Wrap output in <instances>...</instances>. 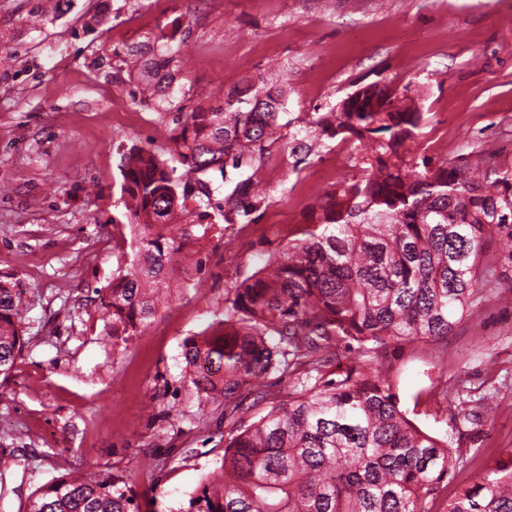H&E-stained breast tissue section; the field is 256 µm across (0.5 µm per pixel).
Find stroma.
<instances>
[{"instance_id":"obj_1","label":"stroma","mask_w":512,"mask_h":512,"mask_svg":"<svg viewBox=\"0 0 512 512\" xmlns=\"http://www.w3.org/2000/svg\"><path fill=\"white\" fill-rule=\"evenodd\" d=\"M37 0H0V279L22 293L27 342L0 379V512L64 472L123 476L140 512H181L224 455L222 403L184 379L183 343L221 318L224 290L263 266L336 187L346 149L329 145L296 176L266 168L271 197L233 247L219 230L191 228L171 298L120 342L102 332L96 289L116 268L119 155L129 141L167 150L175 115L132 103L129 82L100 68L114 48L182 17L185 82L194 102L220 104L235 86L284 76L289 109L328 108L357 84L418 90L428 122L413 153L476 164L484 146L512 165V0H130L89 32L90 0L46 34H20ZM438 352L393 349L400 398L422 430L458 437L464 467L427 512L512 453V291L486 293ZM447 391L437 409L429 393ZM490 397L494 410L463 420L460 399Z\"/></svg>"}]
</instances>
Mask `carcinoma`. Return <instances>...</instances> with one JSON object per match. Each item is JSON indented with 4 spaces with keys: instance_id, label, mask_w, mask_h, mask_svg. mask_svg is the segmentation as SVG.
<instances>
[{
    "instance_id": "1",
    "label": "carcinoma",
    "mask_w": 512,
    "mask_h": 512,
    "mask_svg": "<svg viewBox=\"0 0 512 512\" xmlns=\"http://www.w3.org/2000/svg\"><path fill=\"white\" fill-rule=\"evenodd\" d=\"M74 0L20 21L41 32ZM181 18L113 50V77L127 73L133 99L175 112L169 165L138 144H120L129 227L115 242L112 282L96 290L103 332L131 336L158 312V293L186 244L188 226L254 224L270 204L260 169L288 137L299 173L315 142L350 143L352 168L308 205L286 245L224 293V318L184 344L185 375L198 394L246 413L242 387L270 372L293 380L286 403L228 430L219 468L181 512H426L451 471L465 463L454 438L417 427L399 396L395 345L431 343L448 364V336L493 274L485 242L501 246L512 282V168L461 166L412 155L406 143L426 124L418 97L375 81L326 112L288 111L282 85L264 75L217 106H192L182 83ZM287 134H282V130ZM22 298L0 280V377L25 341ZM121 477L63 475L39 488L27 512H137ZM446 512H512V456L458 490Z\"/></svg>"
}]
</instances>
